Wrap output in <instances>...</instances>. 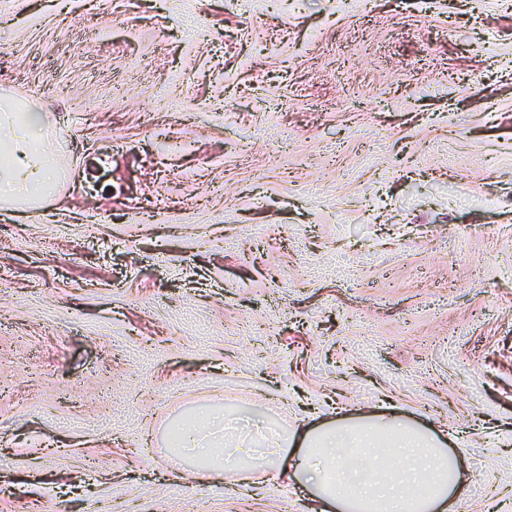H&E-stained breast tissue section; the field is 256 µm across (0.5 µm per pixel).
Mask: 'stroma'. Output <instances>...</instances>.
Wrapping results in <instances>:
<instances>
[{
	"instance_id": "35a3bbf8",
	"label": "stroma",
	"mask_w": 512,
	"mask_h": 512,
	"mask_svg": "<svg viewBox=\"0 0 512 512\" xmlns=\"http://www.w3.org/2000/svg\"><path fill=\"white\" fill-rule=\"evenodd\" d=\"M102 12L0 0L60 168L0 206V512H308L171 428L383 401L462 453L457 512H512V0ZM194 422L182 428L172 447L189 452L202 461L204 471L211 468L214 458L222 453L223 446H218L209 439V435L203 434L204 429L224 427L223 420L213 418L206 411H201Z\"/></svg>"
}]
</instances>
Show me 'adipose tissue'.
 <instances>
[{"label":"adipose tissue","mask_w":512,"mask_h":512,"mask_svg":"<svg viewBox=\"0 0 512 512\" xmlns=\"http://www.w3.org/2000/svg\"><path fill=\"white\" fill-rule=\"evenodd\" d=\"M45 113L0 102V202L33 200L57 177ZM219 419L200 413L182 428L176 448L211 466L217 455L250 485L281 479L309 488L319 512H455L468 483L460 457L438 434L402 417L395 406L350 421L339 417L288 433L263 426L234 445L213 443Z\"/></svg>","instance_id":"adipose-tissue-1"}]
</instances>
